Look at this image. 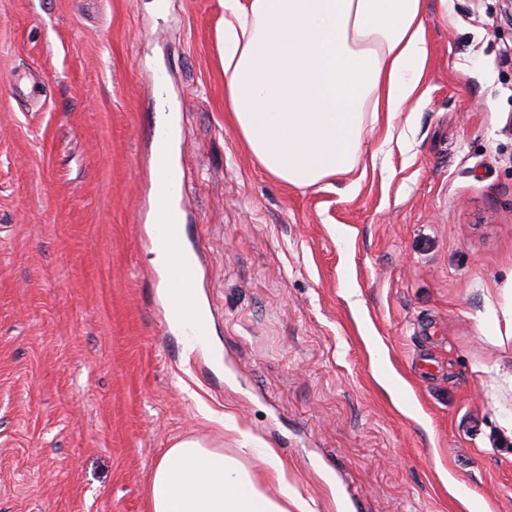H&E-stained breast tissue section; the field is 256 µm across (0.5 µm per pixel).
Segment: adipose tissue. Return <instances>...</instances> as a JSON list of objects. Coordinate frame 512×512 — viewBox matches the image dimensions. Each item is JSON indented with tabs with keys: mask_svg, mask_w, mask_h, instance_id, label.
Listing matches in <instances>:
<instances>
[{
	"mask_svg": "<svg viewBox=\"0 0 512 512\" xmlns=\"http://www.w3.org/2000/svg\"><path fill=\"white\" fill-rule=\"evenodd\" d=\"M427 0H224L217 32L224 110L261 168L299 189L350 172L367 120L417 109L429 61ZM259 455L282 497L234 457L175 441L154 467L151 512H313Z\"/></svg>",
	"mask_w": 512,
	"mask_h": 512,
	"instance_id": "obj_1",
	"label": "adipose tissue"
}]
</instances>
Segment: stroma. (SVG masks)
I'll use <instances>...</instances> for the list:
<instances>
[{"mask_svg": "<svg viewBox=\"0 0 512 512\" xmlns=\"http://www.w3.org/2000/svg\"><path fill=\"white\" fill-rule=\"evenodd\" d=\"M153 2L0 0V512H150L186 436L272 485L245 433L314 512H512L504 0H428L425 106L309 189L225 117L220 0ZM163 96L215 312L189 357L139 222Z\"/></svg>", "mask_w": 512, "mask_h": 512, "instance_id": "stroma-1", "label": "stroma"}]
</instances>
